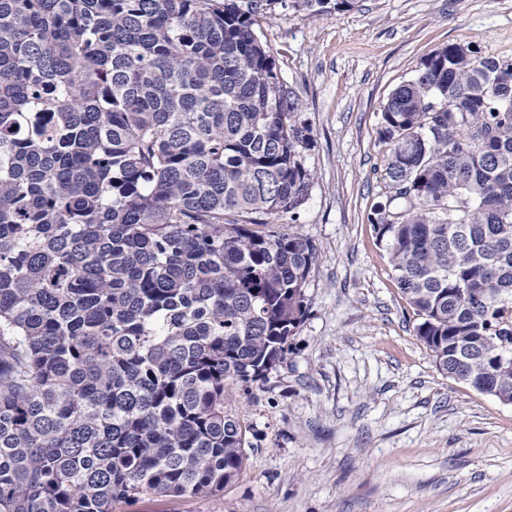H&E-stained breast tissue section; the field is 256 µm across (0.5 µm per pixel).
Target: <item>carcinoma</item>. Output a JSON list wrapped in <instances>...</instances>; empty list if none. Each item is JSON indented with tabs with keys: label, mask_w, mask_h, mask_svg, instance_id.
Listing matches in <instances>:
<instances>
[{
	"label": "carcinoma",
	"mask_w": 512,
	"mask_h": 512,
	"mask_svg": "<svg viewBox=\"0 0 512 512\" xmlns=\"http://www.w3.org/2000/svg\"><path fill=\"white\" fill-rule=\"evenodd\" d=\"M354 0H293L343 12ZM277 0H0V512L202 497L229 390L307 315L315 174ZM368 216L439 370L512 401V58L449 43L380 110Z\"/></svg>",
	"instance_id": "1"
}]
</instances>
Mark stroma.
I'll return each instance as SVG.
<instances>
[{
	"mask_svg": "<svg viewBox=\"0 0 512 512\" xmlns=\"http://www.w3.org/2000/svg\"><path fill=\"white\" fill-rule=\"evenodd\" d=\"M258 33L299 93L315 184L293 229L316 249L287 358L232 406L249 466L224 493L123 512H512V405L439 371L367 220L386 189L379 112L450 43L512 58V0H280Z\"/></svg>",
	"mask_w": 512,
	"mask_h": 512,
	"instance_id": "stroma-1",
	"label": "stroma"
}]
</instances>
